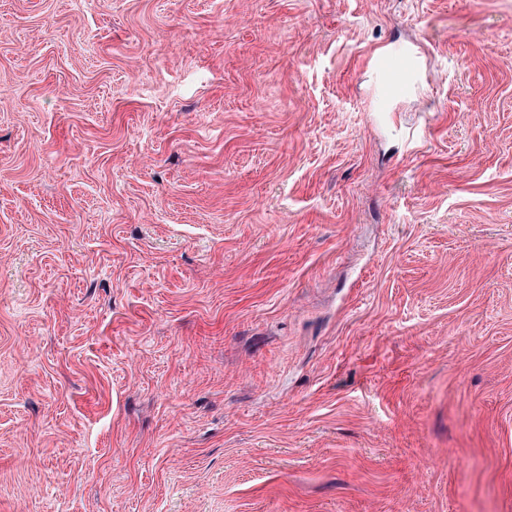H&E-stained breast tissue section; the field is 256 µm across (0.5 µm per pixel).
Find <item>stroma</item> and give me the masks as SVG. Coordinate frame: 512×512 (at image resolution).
Wrapping results in <instances>:
<instances>
[{
	"label": "stroma",
	"instance_id": "35a3bbf8",
	"mask_svg": "<svg viewBox=\"0 0 512 512\" xmlns=\"http://www.w3.org/2000/svg\"><path fill=\"white\" fill-rule=\"evenodd\" d=\"M0 512H512V0H0ZM371 66L381 84L386 103L405 98L416 88L419 59L410 50L393 48L377 54Z\"/></svg>",
	"mask_w": 512,
	"mask_h": 512
}]
</instances>
